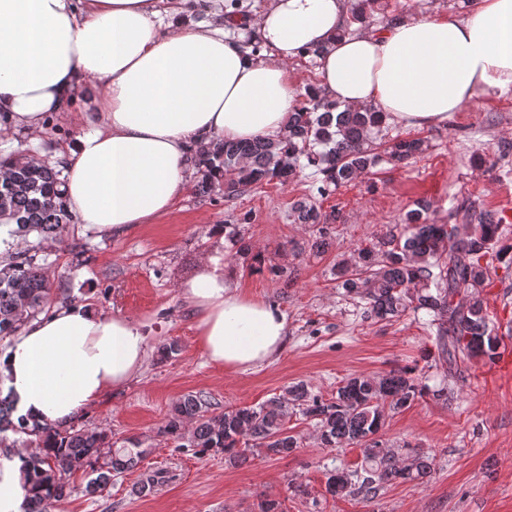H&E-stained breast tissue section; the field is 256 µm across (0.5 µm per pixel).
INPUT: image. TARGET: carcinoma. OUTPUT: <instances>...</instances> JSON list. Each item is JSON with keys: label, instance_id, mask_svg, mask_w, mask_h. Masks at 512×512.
Here are the masks:
<instances>
[{"label": "carcinoma", "instance_id": "carcinoma-1", "mask_svg": "<svg viewBox=\"0 0 512 512\" xmlns=\"http://www.w3.org/2000/svg\"><path fill=\"white\" fill-rule=\"evenodd\" d=\"M378 3L359 0L354 21L366 23ZM386 119L385 113L371 108L343 109L309 87L288 113L279 136L244 141L218 138L208 150L187 157L186 163L196 174L199 192H222L226 199L264 181L285 182L297 170L313 167L322 175L317 193L323 197L381 162L402 168L424 151L421 138H397L378 150L374 136ZM1 170L5 178L0 180V226L9 227L11 238L34 233L37 241L0 264V342L14 335L25 319L49 308L51 285L43 267V244L62 241L71 221L61 190V170L35 163L26 151L0 154ZM291 217L297 224L321 225L323 237L336 220V215L325 217L306 200L294 205ZM500 234L501 225L477 211L471 200L449 209L446 224L435 223L429 206L420 202L406 213L399 234L360 249L353 268L339 263L336 279L347 294L365 302L368 319L386 320L408 310L432 314L448 364L459 354L491 363L497 358L500 340L488 326L479 288ZM423 394L412 368L378 376L354 374L329 399L311 395L299 383L256 407L218 411L207 397L189 394L171 406L160 433L186 441L185 447L199 455L223 452L235 463L247 459L249 448H263L269 456L288 455L300 447L298 437L285 426L292 405L315 423L322 445L362 446L360 466L329 474L327 491L369 501L397 479L419 481L430 473L428 453L413 449L403 454L376 438L388 413L409 407ZM15 411L12 394L0 397V434L10 430L35 437L30 446L37 452L27 457L22 469L23 512H50L67 499L66 476L76 468L88 474L87 494L97 496L112 484L113 476L136 468L148 454L133 438L115 447L112 434L100 427L31 430L23 419H13Z\"/></svg>", "mask_w": 512, "mask_h": 512}]
</instances>
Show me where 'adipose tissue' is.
<instances>
[{
  "mask_svg": "<svg viewBox=\"0 0 512 512\" xmlns=\"http://www.w3.org/2000/svg\"><path fill=\"white\" fill-rule=\"evenodd\" d=\"M160 2L0 0L1 134L40 135L85 80L102 86L106 108L63 151L68 208L99 232L122 235L169 214L187 188L186 156L214 138L278 134L304 51L318 49L314 85L328 99L406 127L446 123L512 89V0H472L460 16L408 12L376 32L353 24L352 0H271L237 36L224 0H181L172 13ZM180 295L215 366L245 371L281 351L286 316L228 276L221 229ZM146 351L139 320L74 302L25 320L0 352V376L27 426H58L128 385ZM29 454L17 448L0 467V512H21Z\"/></svg>",
  "mask_w": 512,
  "mask_h": 512,
  "instance_id": "1",
  "label": "adipose tissue"
}]
</instances>
